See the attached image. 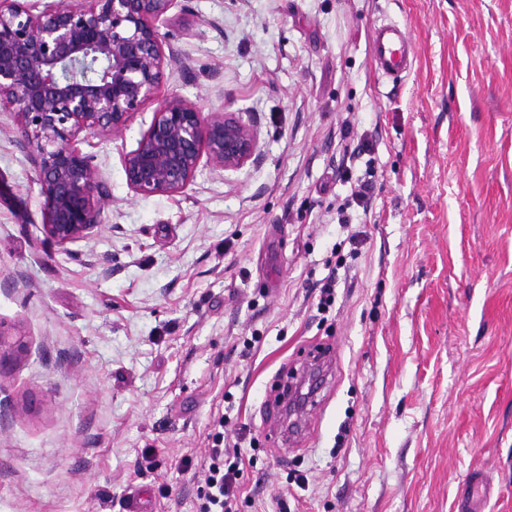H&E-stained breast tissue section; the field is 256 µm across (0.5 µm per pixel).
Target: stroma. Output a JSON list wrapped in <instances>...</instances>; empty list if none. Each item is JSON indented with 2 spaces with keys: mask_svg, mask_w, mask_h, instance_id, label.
Listing matches in <instances>:
<instances>
[{
  "mask_svg": "<svg viewBox=\"0 0 512 512\" xmlns=\"http://www.w3.org/2000/svg\"><path fill=\"white\" fill-rule=\"evenodd\" d=\"M384 21L414 49L397 80L372 66ZM156 26L160 88L79 144L108 190L91 237L45 235L0 108V331L26 344L0 370V512H127L136 491L198 512L223 416L238 512H457L475 470L486 512H512V0H176ZM173 96L236 113L256 157L134 193L124 157ZM347 124L370 146L348 161Z\"/></svg>",
  "mask_w": 512,
  "mask_h": 512,
  "instance_id": "1",
  "label": "stroma"
}]
</instances>
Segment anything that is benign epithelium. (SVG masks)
Instances as JSON below:
<instances>
[{
  "instance_id": "1",
  "label": "benign epithelium",
  "mask_w": 512,
  "mask_h": 512,
  "mask_svg": "<svg viewBox=\"0 0 512 512\" xmlns=\"http://www.w3.org/2000/svg\"><path fill=\"white\" fill-rule=\"evenodd\" d=\"M175 0H83L35 14L22 0H0V102L16 107L44 198L43 229L64 246L101 228L108 192L80 135L120 138L131 114L161 86L173 55L156 22ZM257 131L233 112H202L180 97L155 112L124 157L129 188L174 195L201 162L235 170L256 155ZM25 351L0 331V367Z\"/></svg>"
}]
</instances>
